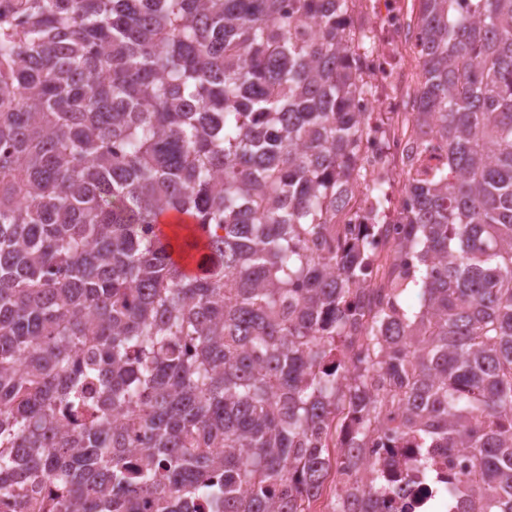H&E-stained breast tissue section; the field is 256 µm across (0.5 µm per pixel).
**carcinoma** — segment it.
Wrapping results in <instances>:
<instances>
[{"label": "carcinoma", "instance_id": "1", "mask_svg": "<svg viewBox=\"0 0 512 512\" xmlns=\"http://www.w3.org/2000/svg\"><path fill=\"white\" fill-rule=\"evenodd\" d=\"M11 2L0 497L306 512L345 465L334 512H395L385 421L425 474L469 449L456 512H512V0H420L401 161L445 160L393 223L360 0Z\"/></svg>", "mask_w": 512, "mask_h": 512}]
</instances>
